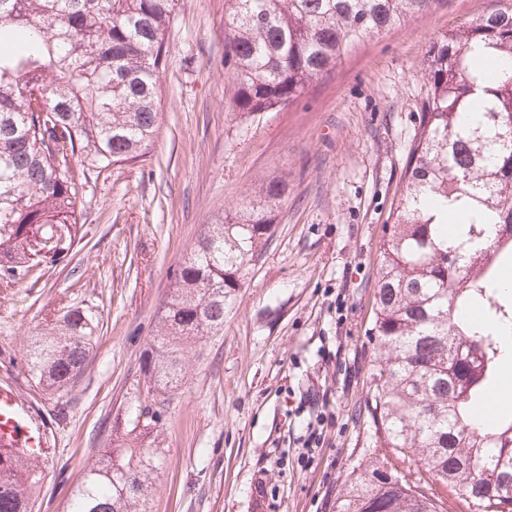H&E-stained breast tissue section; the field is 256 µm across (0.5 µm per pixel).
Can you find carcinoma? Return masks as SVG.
<instances>
[{
	"label": "carcinoma",
	"instance_id": "1",
	"mask_svg": "<svg viewBox=\"0 0 512 512\" xmlns=\"http://www.w3.org/2000/svg\"><path fill=\"white\" fill-rule=\"evenodd\" d=\"M177 0H0V268L26 273L70 249L87 175L143 156L158 127L165 36ZM435 0H224L229 111H280L364 38ZM512 0H489L432 46L420 138L380 261L367 331L376 444L414 457L413 482L367 466L338 512H512V414L480 419L512 357ZM36 89L32 110L25 92ZM265 203L208 224L173 271L139 414L72 487L63 512H146L157 449L141 446L183 379L184 346L224 333V307L273 234ZM494 225L487 240L488 225ZM96 326L78 308L46 323L25 352L54 395L82 373ZM454 500L435 495L424 474ZM40 458L0 449V512H32Z\"/></svg>",
	"mask_w": 512,
	"mask_h": 512
}]
</instances>
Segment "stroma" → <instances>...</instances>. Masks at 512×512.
<instances>
[{
    "label": "stroma",
    "mask_w": 512,
    "mask_h": 512,
    "mask_svg": "<svg viewBox=\"0 0 512 512\" xmlns=\"http://www.w3.org/2000/svg\"><path fill=\"white\" fill-rule=\"evenodd\" d=\"M487 0H437L353 48L287 108L228 109L224 0H181L166 33L161 116L148 153L90 175L70 249L0 275V382L47 431L33 512H63L83 468L115 446L145 388L143 357L170 278L205 225L263 201L284 181L275 233L224 314V333L184 347V378L143 441L163 467L150 512H336L363 465L413 460L374 445L365 407L366 337L379 242L424 122L420 69L448 28ZM72 308L97 323L78 378L45 395L24 352L43 318ZM332 414L308 457V418Z\"/></svg>",
    "instance_id": "1"
}]
</instances>
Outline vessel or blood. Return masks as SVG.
Segmentation results:
<instances>
[{
  "mask_svg": "<svg viewBox=\"0 0 512 512\" xmlns=\"http://www.w3.org/2000/svg\"><path fill=\"white\" fill-rule=\"evenodd\" d=\"M0 446L19 448L33 456L45 450L43 428L9 386H0Z\"/></svg>",
  "mask_w": 512,
  "mask_h": 512,
  "instance_id": "1",
  "label": "vessel or blood"
}]
</instances>
